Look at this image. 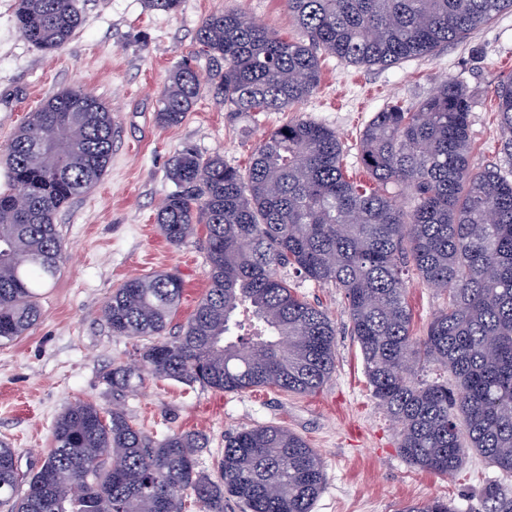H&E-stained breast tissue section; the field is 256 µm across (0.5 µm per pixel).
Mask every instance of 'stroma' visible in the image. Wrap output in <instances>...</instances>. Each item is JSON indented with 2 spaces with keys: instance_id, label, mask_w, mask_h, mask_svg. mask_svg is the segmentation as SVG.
<instances>
[{
  "instance_id": "1",
  "label": "stroma",
  "mask_w": 512,
  "mask_h": 512,
  "mask_svg": "<svg viewBox=\"0 0 512 512\" xmlns=\"http://www.w3.org/2000/svg\"><path fill=\"white\" fill-rule=\"evenodd\" d=\"M82 24L61 51L45 53L15 25L17 0H0V191L9 187L3 160L14 132L45 98L82 88L112 107V160L101 180L74 199L56 219L62 269L43 288L42 315L27 333L0 342V441L18 451L21 470L38 468L52 441L55 418L71 403L88 401L108 409L104 381L113 365L133 363L138 341L113 335L103 308L127 278L174 270L184 280L182 300L171 318L177 334L208 287L201 236L171 245L156 214L174 191L168 177L173 155L189 147L200 156H222L246 168L254 148L293 118L336 132L348 175L363 165L359 137L388 103L413 104L442 80L458 79L470 90L473 168L508 167L504 135L495 112L494 90L511 73L512 11L475 29L461 42L430 55L390 66L351 65L321 53V83L304 103L283 112H237L217 90L216 64L196 39L211 14L238 10L282 36L299 38L282 0H181L177 12L149 10L145 0H75ZM191 61L204 92L176 126L157 122L159 101L172 72ZM292 287L326 310L336 326V365L327 384L312 395L273 389L224 393L174 380L146 378L124 404L136 423L155 436L173 432L203 435L198 470L217 477L224 435L275 424L302 436L323 457L326 480L312 512H393L397 503L443 497L460 512H481L485 484L507 478L476 454L455 475L412 466L399 452L394 424L371 398L359 346L349 332L345 299L331 285L290 277ZM413 330L422 335L443 303L417 277L407 283Z\"/></svg>"
}]
</instances>
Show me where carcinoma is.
Returning <instances> with one entry per match:
<instances>
[{"label":"carcinoma","mask_w":512,"mask_h":512,"mask_svg":"<svg viewBox=\"0 0 512 512\" xmlns=\"http://www.w3.org/2000/svg\"><path fill=\"white\" fill-rule=\"evenodd\" d=\"M304 39L290 41L239 12L210 15L197 41L224 63L218 90L238 112H278L307 100L321 80L319 52L352 65L389 66L512 10V0H284ZM15 23L45 53L67 45L82 23L74 0H18ZM203 85L185 62L165 88L157 120L184 121ZM512 156V77L495 89ZM473 98L458 80L416 104L375 113L360 138L373 187L351 181L334 131L291 120L268 134L248 168L184 148L172 159L176 190L157 224L174 245L203 225L208 288L179 334L165 337L184 292L176 271L135 276L104 306L112 335L150 340L133 365L106 376L115 408L75 402L54 421L52 448L30 474L0 442V507L6 512H311L325 463L304 438L279 425L224 435L218 479L196 468L206 439H158L117 405L148 373L224 393L259 388L309 395L335 369L328 313L288 284L281 270L346 300L350 334L371 396L395 424L414 466L451 475L468 452L512 476V171L470 162ZM67 144L53 160L33 145L63 121ZM112 109L81 89L45 99L5 152L15 191L0 194V341L40 318V290L60 275L57 214L104 175L112 159ZM446 298L423 335L413 333L407 274ZM249 313V323L237 320ZM451 375L428 381L418 368ZM27 492L16 496L22 482ZM483 512H512L497 482ZM395 512H459L449 500Z\"/></svg>","instance_id":"1"}]
</instances>
